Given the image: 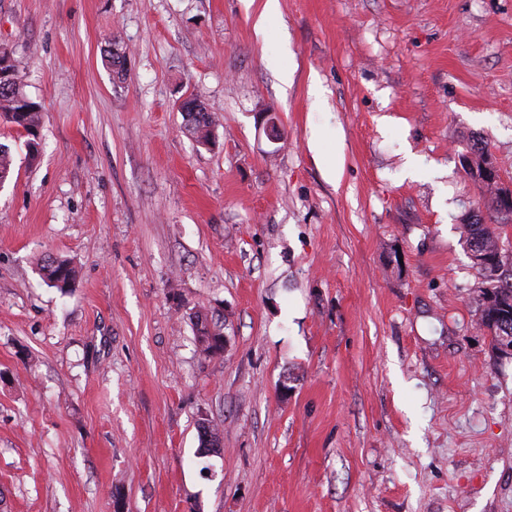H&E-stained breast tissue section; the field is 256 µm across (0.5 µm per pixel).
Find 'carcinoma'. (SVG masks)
Returning a JSON list of instances; mask_svg holds the SVG:
<instances>
[{
    "instance_id": "cac0c4a2",
    "label": "carcinoma",
    "mask_w": 512,
    "mask_h": 512,
    "mask_svg": "<svg viewBox=\"0 0 512 512\" xmlns=\"http://www.w3.org/2000/svg\"><path fill=\"white\" fill-rule=\"evenodd\" d=\"M20 59L14 51L0 47V70L8 74L9 92L0 90V118L28 133L29 155L36 159L39 154V127L42 122L41 104L30 98L20 87L18 70ZM215 116L204 101H199V111L185 127L196 141L210 142L215 125ZM489 193L490 223L480 221L472 224L464 220L460 225L461 237L467 250L481 251L489 259L498 256L499 225L511 224L512 217L503 214L500 190L487 182L482 184ZM505 263L497 265L492 286L480 290L478 311L480 324L494 333L498 345H503V337L512 336V272L504 270ZM44 281L52 287L65 290L74 280V271L69 263L54 256H47L42 265Z\"/></svg>"
}]
</instances>
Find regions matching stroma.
<instances>
[{
	"mask_svg": "<svg viewBox=\"0 0 512 512\" xmlns=\"http://www.w3.org/2000/svg\"><path fill=\"white\" fill-rule=\"evenodd\" d=\"M263 3L0 0L43 115L34 163L0 119V512H512L459 230L473 140L512 182V0H279L259 35ZM199 99V111L197 112L198 100L195 95H185L179 101V109L181 112H194L193 119L186 122L185 127L190 136H192L197 142H210L212 131L211 128L216 123L213 111L208 105ZM44 281L52 287L65 290L70 288L74 280V271L66 260L47 256L42 265ZM60 283V284H59Z\"/></svg>",
	"mask_w": 512,
	"mask_h": 512,
	"instance_id": "obj_1",
	"label": "stroma"
}]
</instances>
